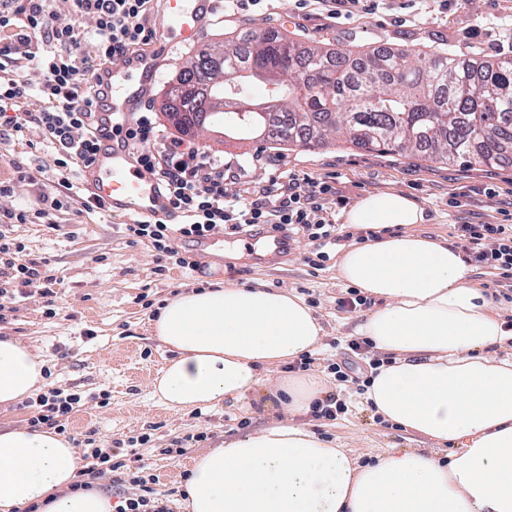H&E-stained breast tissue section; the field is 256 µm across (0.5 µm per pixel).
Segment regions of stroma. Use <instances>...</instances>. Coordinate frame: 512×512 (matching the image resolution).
I'll list each match as a JSON object with an SVG mask.
<instances>
[{
    "label": "stroma",
    "mask_w": 512,
    "mask_h": 512,
    "mask_svg": "<svg viewBox=\"0 0 512 512\" xmlns=\"http://www.w3.org/2000/svg\"><path fill=\"white\" fill-rule=\"evenodd\" d=\"M276 29L291 38H307L333 52L397 48L410 54L441 49L465 55L502 54L512 57V0H380L378 6L330 18L318 10L315 0H261L258 6L233 15L216 9L200 37L201 42L227 41L242 30L260 33ZM189 56L180 49L174 63L162 65L158 81L145 101L165 135L176 131L166 119L164 94ZM191 146L206 155L243 165L240 178L224 183L228 196H249L267 186L273 172L308 176L333 182L336 194L328 201L331 221L339 225L343 239L330 248L322 266L307 262L314 249L297 238L277 262L261 264L251 255L261 237L225 234L223 248L213 250L210 263L197 273L159 261L147 244L130 243L124 233V217L109 212L86 213L80 202L53 212L50 223L35 220L10 228L12 238L25 246V259H48L63 286L57 301L60 315L49 317L44 300L37 295L20 299L16 312L0 324V336L16 338L38 352L49 370L45 386L86 396V403L70 420L69 431L77 435L96 430L102 442L115 448L128 445L129 437L149 433L152 449L143 461L158 476V490L171 491L172 508H179L185 489L183 479L194 455L213 450L225 441L257 431L283 420L286 413L270 395L248 402L232 400L215 408L173 412L152 395V380L170 359V351L153 336L151 309L176 293L213 288L231 282L240 287L262 286L294 294H308L324 333L317 349L320 375L330 391L339 395L348 410L337 420H317L311 414L298 416L317 436L336 448L350 450L360 461L374 460L394 448H422L440 459L453 453V446H438L405 433L373 413L363 397L325 375L322 362L335 357V340L354 336L368 308L352 313L338 311L336 300L348 289L337 274V263L350 243L349 229L339 216L362 196L397 190L414 199L427 221L418 232L456 244L458 224L503 223L512 216V164L501 167L446 165L400 153L366 152L338 139L314 149L275 150L253 140L225 139L220 125L208 124L191 139ZM278 156V169L265 163ZM54 156L38 129L23 137L0 143V182L13 191L0 195L1 210L39 209L36 185L19 180V169L36 172L52 169ZM107 404H100V397ZM248 428H240L242 419ZM207 427V441L192 445L188 455L173 461L162 453L172 441Z\"/></svg>",
    "instance_id": "stroma-1"
}]
</instances>
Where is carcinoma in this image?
<instances>
[{"instance_id": "1", "label": "carcinoma", "mask_w": 512, "mask_h": 512, "mask_svg": "<svg viewBox=\"0 0 512 512\" xmlns=\"http://www.w3.org/2000/svg\"><path fill=\"white\" fill-rule=\"evenodd\" d=\"M261 95L252 97V88ZM182 122L280 147L343 138L367 152L495 167L512 161V58L363 51L349 65L278 30L196 49L166 94Z\"/></svg>"}]
</instances>
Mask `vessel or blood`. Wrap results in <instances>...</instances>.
Segmentation results:
<instances>
[{"mask_svg": "<svg viewBox=\"0 0 512 512\" xmlns=\"http://www.w3.org/2000/svg\"><path fill=\"white\" fill-rule=\"evenodd\" d=\"M218 0H163L162 16L152 30L150 44L142 52L121 58L104 76V97L98 100L101 148L82 178L93 194L112 212L175 223L157 178L143 169L124 143L114 138L115 127L124 125L140 107L157 77L162 59L179 48L197 42Z\"/></svg>", "mask_w": 512, "mask_h": 512, "instance_id": "vessel-or-blood-1", "label": "vessel or blood"}]
</instances>
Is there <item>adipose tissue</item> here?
Masks as SVG:
<instances>
[{"instance_id":"1","label":"adipose tissue","mask_w":512,"mask_h":512,"mask_svg":"<svg viewBox=\"0 0 512 512\" xmlns=\"http://www.w3.org/2000/svg\"><path fill=\"white\" fill-rule=\"evenodd\" d=\"M381 238L352 246L338 275L380 305L357 330L392 354L364 393L382 420L439 444L448 461L417 448L359 462L323 441L295 415L324 398L321 380L282 365L313 352L323 334L299 296L224 285L171 297L152 323L172 357L152 392L176 412L272 394L292 413L198 455L190 469V512H512V360L488 351L512 340L447 240L415 230L426 217L397 190L358 199L340 215ZM43 363L29 345L0 339V406L39 391ZM76 448L46 429L0 430V512L37 504L43 512H112L95 490L70 491Z\"/></svg>"}]
</instances>
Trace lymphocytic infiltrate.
Instances as JSON below:
<instances>
[{
	"mask_svg": "<svg viewBox=\"0 0 512 512\" xmlns=\"http://www.w3.org/2000/svg\"><path fill=\"white\" fill-rule=\"evenodd\" d=\"M155 0H73L69 22L54 20V0H0V141L36 127L54 153L50 173L54 194L42 197L40 216L69 206L77 169L88 165L98 150L94 97L113 60L148 45L152 30L147 18ZM91 27H84V20ZM93 54H85L84 44ZM34 65L39 81L23 78L19 70ZM123 140L141 167L153 173L167 195L173 214L182 217L179 230L162 222L136 220L125 233L134 242L150 246L159 259L174 260L195 269L190 253L180 252L176 240L200 242L228 228L242 233L264 226L273 233L301 235L319 246L318 261H326V246L339 242L336 226L326 216L332 186L312 178L271 179L269 186L250 198H228L224 179L239 167L209 157L182 140L158 129L152 113L131 115ZM460 246L476 265L499 270L512 280V225L459 224ZM22 243L0 233V323L6 322L17 298L33 294L54 305L61 280L48 261L24 260ZM380 359L371 340H347L328 366L336 382L349 383L357 392L369 384L363 367L378 368ZM84 404L81 394L60 395L51 390L38 395L30 418L32 427H47L63 435L69 419ZM84 465L73 487L89 490L94 480L111 475L113 484L137 486L118 512H170L160 498L155 475L132 470L126 459L98 445L93 431L76 439Z\"/></svg>",
	"mask_w": 512,
	"mask_h": 512,
	"instance_id": "f902f5d3",
	"label": "lymphocytic infiltrate"
}]
</instances>
